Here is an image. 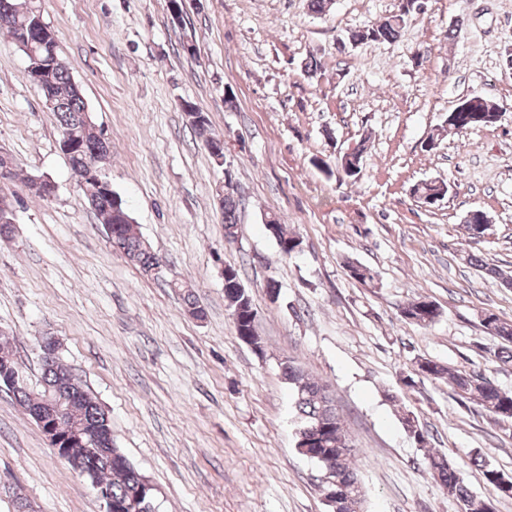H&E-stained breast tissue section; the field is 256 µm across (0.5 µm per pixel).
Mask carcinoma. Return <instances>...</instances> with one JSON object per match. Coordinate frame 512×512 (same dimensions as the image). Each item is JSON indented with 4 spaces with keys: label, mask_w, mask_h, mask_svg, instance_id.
<instances>
[{
    "label": "carcinoma",
    "mask_w": 512,
    "mask_h": 512,
    "mask_svg": "<svg viewBox=\"0 0 512 512\" xmlns=\"http://www.w3.org/2000/svg\"><path fill=\"white\" fill-rule=\"evenodd\" d=\"M415 15L414 10L401 9L382 20L368 24L362 28L347 32L342 43L358 46L367 43L385 44L398 39L409 18ZM29 30L33 39L32 46L43 52L40 45V33L48 28L42 15L31 12L27 0H0V31L7 32L12 39H17L19 27ZM52 51L46 57L45 79L55 101L53 114L59 133H70L81 140V150L67 156L71 171H82L86 178L87 188L92 191L95 210L102 224L109 227L107 238L112 247L122 252L126 258L136 265L143 274L160 265L161 257L155 253L151 244L136 231L135 225L124 221L113 208L112 197L95 191L99 172L89 167V160L98 152L105 150V145L97 138L96 126L92 122L86 102L81 91L73 83L67 64L61 58L55 37H50ZM467 99L474 102V111L460 112L449 129L462 133L475 127H488L493 121L488 115L499 111V107L479 94H471ZM192 128L204 137V146L219 166L223 165L224 150L219 148L222 140L207 135L211 127L209 116L200 121L191 122ZM365 145L360 143L351 149L346 159H337L341 167L360 172L364 157ZM415 192L426 198H442L448 192L444 181H427L419 184ZM224 218V230L237 235L239 224L240 198L235 189L224 190V199L220 205ZM465 224L469 237L479 238L484 235L488 224L487 215L482 210L470 211ZM267 229L276 240L281 254L290 256L301 241L295 234L288 232L282 223L269 224ZM470 263L482 268L486 274L499 281L500 285L512 288V276L490 268L482 260L472 257ZM349 276L359 282H371L375 278L372 269L358 263H346ZM226 270L230 274V286L224 288V299L227 300L230 312L237 313L234 327L237 335L244 331L250 332V339L256 347V353L264 350L263 339L251 326L252 318L257 316L251 298L242 284L238 268L228 264ZM402 315L422 326L432 324L440 316L438 305L426 307V301L416 300L402 308ZM488 335L503 341L498 358L503 363L512 362V324L501 320L494 313H487L482 319ZM46 351L41 358L42 389L38 392L40 400L31 398L30 390L13 392L16 402L31 413L42 404L46 397H57L64 400L65 409L62 424L64 428H80L84 426L105 425L112 431L110 419L101 405L89 396L83 381L75 377L63 363L59 351V343L51 337L43 339ZM426 368L416 367L413 372L402 377L403 385L413 388L417 381L423 379H448L450 387L461 400L475 404L488 413L504 417L512 412V391L498 387L490 378L483 374L460 369H452L430 359H424ZM284 379L295 392L294 410L297 418L295 430V448L308 446L312 453L311 460L322 468L320 480L324 491L336 492V508L332 512H364L365 490L353 467V446L350 444L343 418L329 394L328 386L309 377L297 361L287 358L281 363ZM116 456L106 453H92L86 456V464L103 485L112 498L114 512H155V492L147 491L136 497L137 487L144 476L130 463L127 457L112 448ZM428 467L434 478L438 479L449 495L455 497L466 512H494V504L488 496L476 495L470 491L451 459L444 454H430L427 457Z\"/></svg>",
    "instance_id": "cac0c4a2"
}]
</instances>
